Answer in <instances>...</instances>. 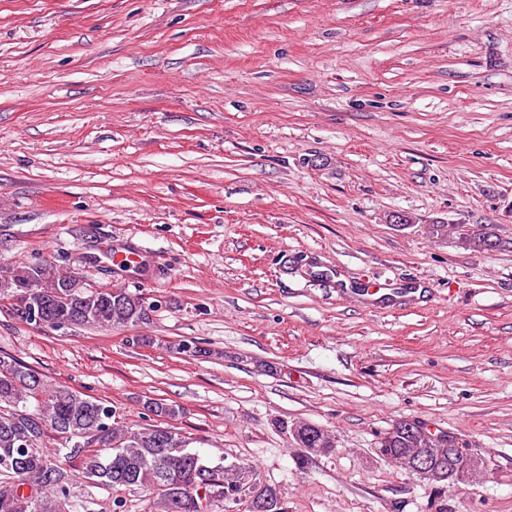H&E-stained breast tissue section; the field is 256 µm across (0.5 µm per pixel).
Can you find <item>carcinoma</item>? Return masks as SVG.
<instances>
[{"mask_svg": "<svg viewBox=\"0 0 512 512\" xmlns=\"http://www.w3.org/2000/svg\"><path fill=\"white\" fill-rule=\"evenodd\" d=\"M478 250L498 247L480 230L465 236ZM0 306L15 318L44 326L68 324L112 328L149 320L152 305L125 289L85 287L77 276L59 272L52 262L14 268L0 277ZM155 423L126 425L111 402L52 383L11 356L0 355V512H66L72 469L94 484L114 489L150 488L151 512H210L216 502L237 503L251 491L252 471L226 477V467L190 449V441L157 421L173 419L180 408L162 399L145 402ZM398 420L381 435L377 447L392 460L426 456L438 463L430 482L446 486L460 451L447 433L406 428ZM301 448L335 447L327 430L308 423L282 424ZM54 432L70 444L50 456L41 445Z\"/></svg>", "mask_w": 512, "mask_h": 512, "instance_id": "obj_1", "label": "carcinoma"}]
</instances>
